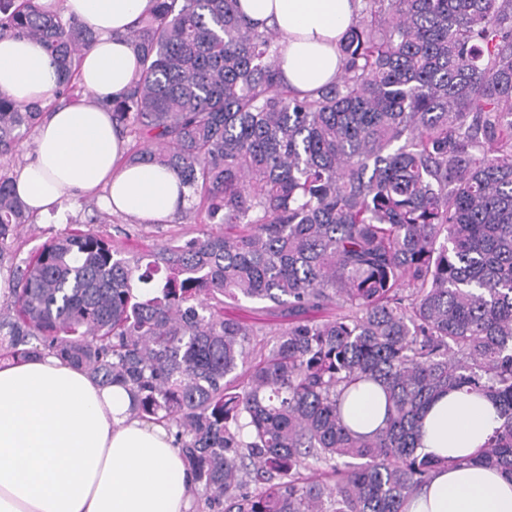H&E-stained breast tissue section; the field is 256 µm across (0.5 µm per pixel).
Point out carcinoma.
Returning <instances> with one entry per match:
<instances>
[{
    "label": "carcinoma",
    "instance_id": "obj_1",
    "mask_svg": "<svg viewBox=\"0 0 512 512\" xmlns=\"http://www.w3.org/2000/svg\"><path fill=\"white\" fill-rule=\"evenodd\" d=\"M2 35L45 49L76 98L89 28L0 0ZM125 38L140 73L112 120L148 143L129 159L191 190L174 221L224 232L135 251L52 236L10 269L0 360L48 350L123 386L176 429L206 512H404L438 466L417 453L423 414L450 389L495 405L479 462L512 477V0H362L343 70L302 99L238 0H156ZM42 116L0 93V161ZM27 221L0 177V261ZM227 300L292 319L267 333ZM366 381L388 409L360 434L342 403Z\"/></svg>",
    "mask_w": 512,
    "mask_h": 512
}]
</instances>
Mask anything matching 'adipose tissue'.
Returning <instances> with one entry per match:
<instances>
[{
    "label": "adipose tissue",
    "mask_w": 512,
    "mask_h": 512,
    "mask_svg": "<svg viewBox=\"0 0 512 512\" xmlns=\"http://www.w3.org/2000/svg\"><path fill=\"white\" fill-rule=\"evenodd\" d=\"M95 36L83 53V98L53 107L55 66L37 44L0 37V92L40 102L48 112L33 150L13 181L30 214L49 217L65 203L96 199L104 209L142 222L171 219L188 190L166 168L124 159L109 101L123 96L139 71L121 38L155 0H50ZM258 28L279 32L282 79L299 96L330 83L342 68L338 43L360 0H238ZM359 433L385 425V396L358 385L343 408ZM501 424L485 397L438 396L422 421L419 451L439 466L405 504V512H512V477L478 456ZM0 512H195L192 478L163 425L140 418L120 386H104L50 352L0 362Z\"/></svg>",
    "instance_id": "ef3b65f1"
}]
</instances>
